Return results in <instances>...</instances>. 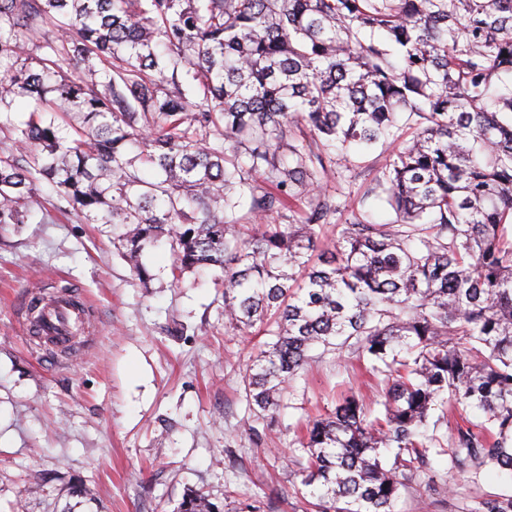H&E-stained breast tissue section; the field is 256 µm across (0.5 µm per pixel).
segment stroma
I'll return each instance as SVG.
<instances>
[{"label":"stroma","mask_w":512,"mask_h":512,"mask_svg":"<svg viewBox=\"0 0 512 512\" xmlns=\"http://www.w3.org/2000/svg\"><path fill=\"white\" fill-rule=\"evenodd\" d=\"M380 149L341 171L357 197L379 173ZM42 186L28 223L0 226V512H177L187 490L220 512H310L294 441L298 421L329 412L340 392L379 400L352 355L314 350L274 419L253 420L241 377L253 343L224 324L210 274L173 283L164 243L143 260L142 284L112 245L108 224L43 222ZM70 285L94 310V344L68 357L18 331L32 289ZM512 495L492 468L448 469L447 456L401 488L393 512H470L482 497Z\"/></svg>","instance_id":"stroma-1"}]
</instances>
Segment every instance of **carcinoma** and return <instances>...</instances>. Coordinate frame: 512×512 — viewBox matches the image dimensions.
<instances>
[{
    "label": "carcinoma",
    "instance_id": "cac0c4a2",
    "mask_svg": "<svg viewBox=\"0 0 512 512\" xmlns=\"http://www.w3.org/2000/svg\"><path fill=\"white\" fill-rule=\"evenodd\" d=\"M3 65L0 224L47 182V217L123 225L141 280L160 241L175 280L214 271L224 323L269 337L242 378L259 419L315 346L384 376L378 415L350 394L301 426L316 512H391L433 454L512 474V0H0ZM379 143L380 175L338 201ZM178 512L216 507L191 490Z\"/></svg>",
    "mask_w": 512,
    "mask_h": 512
}]
</instances>
